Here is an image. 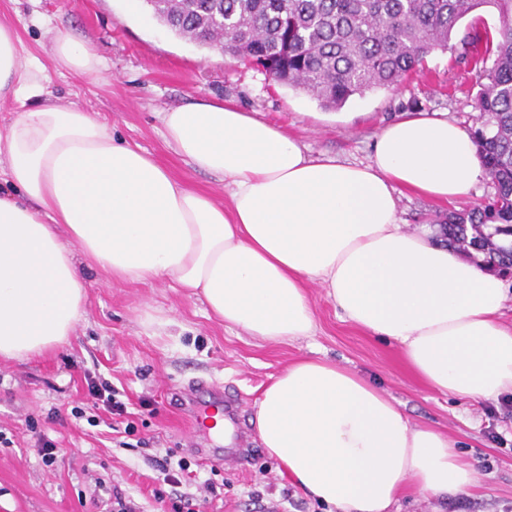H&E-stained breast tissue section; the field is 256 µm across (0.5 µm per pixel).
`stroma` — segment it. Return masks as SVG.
Returning <instances> with one entry per match:
<instances>
[{
    "label": "stroma",
    "mask_w": 512,
    "mask_h": 512,
    "mask_svg": "<svg viewBox=\"0 0 512 512\" xmlns=\"http://www.w3.org/2000/svg\"><path fill=\"white\" fill-rule=\"evenodd\" d=\"M0 20L17 31L23 58L46 63L48 97L111 123L117 138L146 150L179 184L224 204L223 180L196 171L167 146L163 112L199 99L229 102L279 127L309 157L358 165L370 162L375 136L391 122L426 115L469 129L478 117L475 71L439 50L397 87L327 110L242 61L176 37L147 8L127 11L124 0H0ZM58 30L94 47L101 80L52 66L50 40ZM492 192L487 178L452 202L405 190L398 217L409 230L434 234L439 219L480 205ZM84 287L85 315L66 344L0 360V512H110L116 492L140 512H158L157 464L182 459L195 470L178 491L197 498V512H328L261 448L250 423L271 376L308 357L368 372L411 422L448 434L476 459V486L447 512H512V397L473 403L434 390L396 344L344 321L321 285L307 287L313 336L288 344L226 329L201 300L167 280L116 283L94 269ZM149 313L168 325H145ZM93 382L116 389L125 416L92 409ZM220 394L237 399L238 416H226V430L195 435L194 409ZM40 435L55 445L53 463L36 450ZM216 456L227 464L214 471L208 462ZM208 478L217 493L203 502L197 482Z\"/></svg>",
    "instance_id": "1"
}]
</instances>
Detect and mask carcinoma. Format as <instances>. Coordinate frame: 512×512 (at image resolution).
I'll use <instances>...</instances> for the list:
<instances>
[{
    "label": "carcinoma",
    "instance_id": "obj_1",
    "mask_svg": "<svg viewBox=\"0 0 512 512\" xmlns=\"http://www.w3.org/2000/svg\"><path fill=\"white\" fill-rule=\"evenodd\" d=\"M171 32L253 64L325 108L401 84L435 50L458 53L479 74L473 137L494 185L488 202L452 212L441 236L484 263L512 269V0H147ZM490 7L499 27L461 28ZM492 64H487V61Z\"/></svg>",
    "mask_w": 512,
    "mask_h": 512
}]
</instances>
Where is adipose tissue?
Segmentation results:
<instances>
[{"mask_svg":"<svg viewBox=\"0 0 512 512\" xmlns=\"http://www.w3.org/2000/svg\"><path fill=\"white\" fill-rule=\"evenodd\" d=\"M50 54L87 75L102 61L60 31ZM45 69L22 59L0 22V99L35 100L0 128L19 195H0V358L65 343L83 315V265L121 282L168 279L225 327L286 343L313 335L306 285L342 318L396 343L432 388L472 401L512 392L505 278L398 222V189L448 201L486 171L471 133L445 119L392 122L369 164L309 158L276 126L196 101L162 114L166 143L227 180L230 203L179 185L150 154L80 106L44 94ZM252 423L269 455L337 512H392L404 496L448 500L474 485L453 440L411 423L363 373L322 358L273 377Z\"/></svg>","mask_w":512,"mask_h":512,"instance_id":"ef3b65f1","label":"adipose tissue"}]
</instances>
